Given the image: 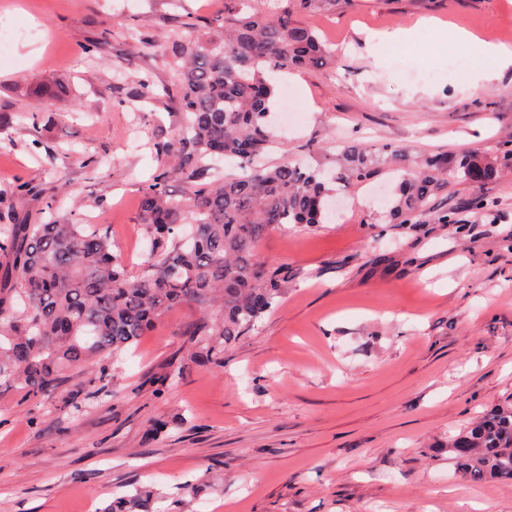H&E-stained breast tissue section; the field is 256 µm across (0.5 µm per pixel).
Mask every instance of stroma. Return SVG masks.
<instances>
[{
	"instance_id": "obj_1",
	"label": "stroma",
	"mask_w": 512,
	"mask_h": 512,
	"mask_svg": "<svg viewBox=\"0 0 512 512\" xmlns=\"http://www.w3.org/2000/svg\"><path fill=\"white\" fill-rule=\"evenodd\" d=\"M223 15L224 0H0V24L27 30L0 58V225L45 222L56 199L57 214L123 243L136 274L149 249L140 189L156 144L183 131L173 33ZM291 19L332 58L294 81L278 73L300 120L275 129L268 161L329 167L344 138L496 158L512 140V66L481 85L475 65L448 68L468 49L440 44L446 30L486 42L511 30L512 0H339ZM399 28L415 35L396 59L380 35ZM100 35L103 51L85 54ZM20 177L37 195L15 199ZM397 180L338 194L323 224L265 235L258 252L287 270L288 292L225 345L223 367L191 359L183 333L201 313L187 305L50 398L1 381L0 512H102L138 481L167 512H512V484L469 480L445 448L512 405V170L449 184L435 205L454 224L393 223ZM476 195L494 208H469Z\"/></svg>"
}]
</instances>
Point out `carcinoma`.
Masks as SVG:
<instances>
[{"instance_id":"obj_1","label":"carcinoma","mask_w":512,"mask_h":512,"mask_svg":"<svg viewBox=\"0 0 512 512\" xmlns=\"http://www.w3.org/2000/svg\"><path fill=\"white\" fill-rule=\"evenodd\" d=\"M278 13L262 0H232L234 19L213 38L176 46L171 69L181 90L187 134L155 147L176 151L185 191L169 188L164 167L141 189L151 240L138 274L130 276L99 229L58 217L46 224L0 227V251L17 278L0 287V381L44 397L68 369L103 366L147 335L167 312L194 305L203 317L185 333L193 355L224 366V344L255 326L288 288V272L256 256L271 229L315 227L326 219L330 185L358 186L383 172L403 171L389 210L399 224H450L432 200L451 181L486 183L512 163V147L490 160L476 152L429 153L405 147L337 145L336 172L288 160L269 163L275 145L268 74L318 66L327 53L315 32L288 20L324 0H285ZM240 160L242 173L215 175L209 160ZM210 181H205V178ZM448 455L471 480L512 484V408L491 410L448 438ZM159 492L137 487L104 512H153Z\"/></svg>"}]
</instances>
